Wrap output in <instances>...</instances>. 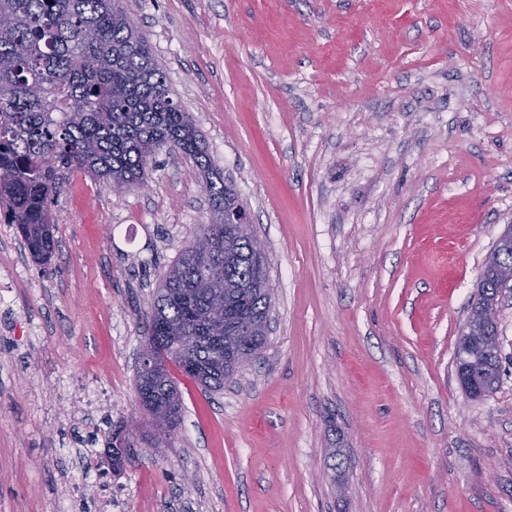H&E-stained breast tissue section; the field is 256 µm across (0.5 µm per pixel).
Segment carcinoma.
<instances>
[{"label": "carcinoma", "instance_id": "obj_1", "mask_svg": "<svg viewBox=\"0 0 512 512\" xmlns=\"http://www.w3.org/2000/svg\"><path fill=\"white\" fill-rule=\"evenodd\" d=\"M164 147L192 159L212 218L200 224L163 274L147 315L142 351L173 364L205 391L224 389L245 363L224 361L205 317L207 290L227 288L224 314L270 311L268 275L251 261L253 235H236L224 210L239 204L211 161L190 113L174 103L149 38L124 0H0V217L14 224L42 264L56 247L52 202L77 172L122 192L145 184ZM501 282L485 277L471 313L501 304ZM500 355L484 360L480 398L494 389ZM136 392L176 430L182 396L170 370L136 368Z\"/></svg>", "mask_w": 512, "mask_h": 512}]
</instances>
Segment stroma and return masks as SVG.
I'll return each instance as SVG.
<instances>
[{
	"instance_id": "obj_1",
	"label": "stroma",
	"mask_w": 512,
	"mask_h": 512,
	"mask_svg": "<svg viewBox=\"0 0 512 512\" xmlns=\"http://www.w3.org/2000/svg\"><path fill=\"white\" fill-rule=\"evenodd\" d=\"M126 5L273 289L266 344L222 391L173 370L182 421L162 454L132 441L126 512H512V298L496 391L467 397L455 365L512 223V0ZM74 179L49 264L0 223V512H80L79 437L140 418L145 314L210 219L176 152L142 188Z\"/></svg>"
}]
</instances>
